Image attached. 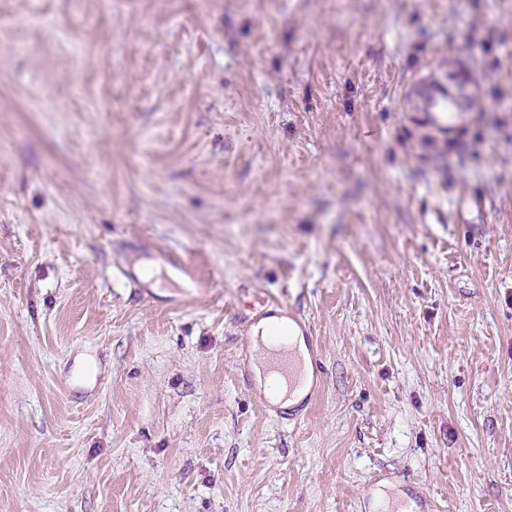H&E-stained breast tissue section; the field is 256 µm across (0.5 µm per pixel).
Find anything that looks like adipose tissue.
Returning a JSON list of instances; mask_svg holds the SVG:
<instances>
[{"mask_svg": "<svg viewBox=\"0 0 512 512\" xmlns=\"http://www.w3.org/2000/svg\"><path fill=\"white\" fill-rule=\"evenodd\" d=\"M287 330V319L277 316L266 319L253 329V343L260 352L254 370L258 376L264 377L272 402L283 406L296 403L308 386L307 377H300L299 381L292 385L286 377L270 366V357L282 351L292 352L300 360L307 357L302 337L288 335Z\"/></svg>", "mask_w": 512, "mask_h": 512, "instance_id": "obj_1", "label": "adipose tissue"}]
</instances>
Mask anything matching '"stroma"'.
Instances as JSON below:
<instances>
[{
	"label": "stroma",
	"instance_id": "obj_1",
	"mask_svg": "<svg viewBox=\"0 0 512 512\" xmlns=\"http://www.w3.org/2000/svg\"><path fill=\"white\" fill-rule=\"evenodd\" d=\"M454 55L480 109L429 135L406 93ZM260 302L323 367L292 423ZM409 482L512 512V0H0V512Z\"/></svg>",
	"mask_w": 512,
	"mask_h": 512
}]
</instances>
